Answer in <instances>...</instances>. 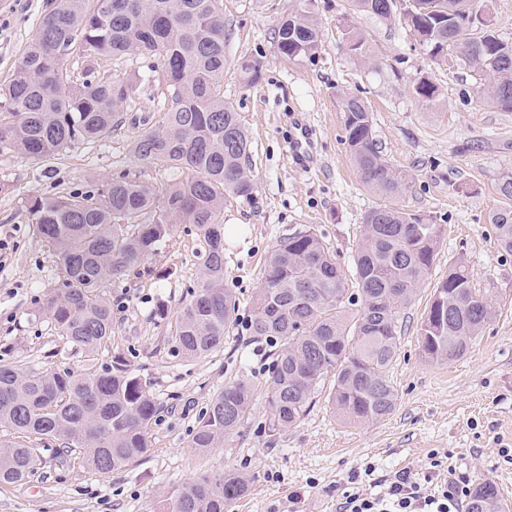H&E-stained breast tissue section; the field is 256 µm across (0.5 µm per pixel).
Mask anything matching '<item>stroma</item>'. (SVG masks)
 Returning <instances> with one entry per match:
<instances>
[{"instance_id": "1", "label": "stroma", "mask_w": 512, "mask_h": 512, "mask_svg": "<svg viewBox=\"0 0 512 512\" xmlns=\"http://www.w3.org/2000/svg\"><path fill=\"white\" fill-rule=\"evenodd\" d=\"M49 0H0V86L35 32ZM228 32L224 98L235 106L251 137V199H224V221L242 225L224 245V284L236 296V319L223 348L187 359L172 330L197 283L203 244L191 224L175 225L166 245L140 270L109 281L112 306L109 354H122L146 381L160 410L148 429V456L124 470L99 474L65 462L54 445L39 449L38 473L0 484V512H159L184 482L218 470L250 478V489L228 512H339L344 493L373 494L377 481L400 470L455 471L478 483L492 481L512 506V253L500 248L489 222L502 199L496 187L512 171V112L482 103L472 69L429 57L395 15L380 20L349 13L347 0H315L313 17L323 47L313 61L289 63L276 49L275 28L300 0H223ZM360 33L371 59L349 49ZM262 64L246 83L233 61ZM97 77L133 85L123 123L108 137L71 146L38 162L0 147V363L26 372L94 370L72 350L38 307L57 284V258L36 233L27 209L34 197L84 192L120 174L162 187L178 172L136 160L130 143L158 126L171 95L157 56L100 61ZM435 85L427 100L419 80ZM361 98L373 120L384 158L408 188L400 206L429 216L441 240L427 280L398 320V352L387 373L397 395L391 414L376 423L349 424L334 413L333 376L291 429L273 430L266 413V381L281 342L247 330L264 260L281 237L311 228L351 270L366 212L381 200L364 188L345 143L340 93ZM310 127L312 159L295 164L289 151L296 123ZM463 260L494 314L456 360L436 363L422 350L419 328L435 285L448 265ZM248 381L252 407L221 447L190 446L199 418L225 385Z\"/></svg>"}]
</instances>
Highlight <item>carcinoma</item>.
I'll return each instance as SVG.
<instances>
[{
  "label": "carcinoma",
  "instance_id": "1",
  "mask_svg": "<svg viewBox=\"0 0 512 512\" xmlns=\"http://www.w3.org/2000/svg\"><path fill=\"white\" fill-rule=\"evenodd\" d=\"M358 14L388 20L395 0H348ZM404 21L433 57L486 77L477 93L484 103L512 111V42L492 27L481 31L473 15H490L488 0H408ZM313 0L281 20L275 31L279 55L313 60L322 48L310 17ZM227 34L222 0H51L31 42L0 87V145L35 161H48L81 142L101 139L122 123L132 85L95 77L93 64L107 57L155 54L163 58L171 106L162 123L138 135L135 158L185 174L164 188L127 176L66 196L36 197L28 212L55 251L61 276L39 306L57 332L87 357L112 336L107 281L140 267L158 252L176 224L195 225L204 253L198 281L172 332L184 357L209 356L224 345L236 300L224 287V197L249 198L254 179L245 164L250 135L234 105L224 100ZM87 63L82 82L66 61ZM237 69L249 83L260 63L242 57ZM345 142L365 187L391 201L406 177L383 157L371 113L362 99L339 98ZM502 206L490 216L500 246L512 252V173L497 184ZM432 219L393 203L364 216L354 256L357 292L312 229L279 240L266 258L257 288L250 333L276 337L266 408L273 429L284 431L307 412L315 387L329 373L331 405L353 423H374L395 405L386 369L397 353L398 320L428 274L439 246ZM487 297L473 286L462 261L434 288L419 335L425 356L449 362L462 356L491 317ZM359 304L353 312L345 304ZM252 399L245 380L224 386L199 418L191 447L215 448L240 426ZM158 412L141 376L119 354L93 372L67 368L27 373L0 364V484L33 476L41 459L18 439L59 442L80 463L100 474L122 470L150 451L148 427ZM238 472H220L175 488L162 512H224L248 491ZM467 512H505L498 488L482 482L470 493Z\"/></svg>",
  "mask_w": 512,
  "mask_h": 512
}]
</instances>
